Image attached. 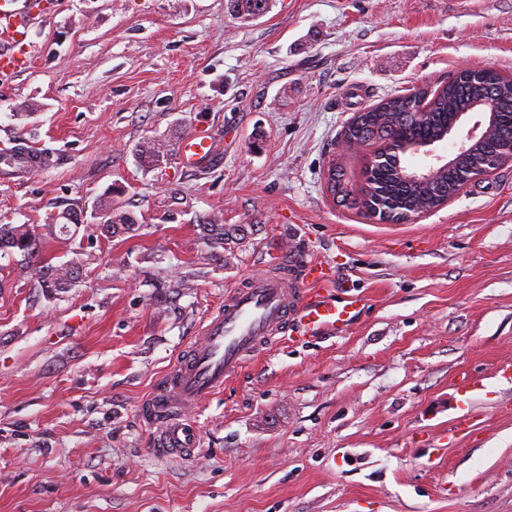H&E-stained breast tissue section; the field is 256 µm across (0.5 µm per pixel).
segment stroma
Returning a JSON list of instances; mask_svg holds the SVG:
<instances>
[{"label":"stroma","mask_w":512,"mask_h":512,"mask_svg":"<svg viewBox=\"0 0 512 512\" xmlns=\"http://www.w3.org/2000/svg\"><path fill=\"white\" fill-rule=\"evenodd\" d=\"M41 48L0 82V145L53 157L0 178V224L55 223L56 293L0 258V512H512V163L401 224L333 200L355 112L464 68L512 72V0H49ZM209 127L219 156L184 167ZM161 144L160 165L138 148ZM137 216L106 238L100 200ZM246 224L225 261L197 221ZM306 249L361 295L350 329L280 340L190 418L185 460L154 455L138 405L275 249ZM479 388L457 409L460 373ZM469 420L456 433V417ZM233 10L244 20H254L264 15L269 0H229ZM217 151L215 136L206 126H196L178 145L181 163L197 170L212 166ZM34 273L46 288H54L57 291L75 288L81 279L80 267L72 261L57 265L42 261L36 264Z\"/></svg>","instance_id":"stroma-1"}]
</instances>
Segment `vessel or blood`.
<instances>
[{
    "label": "vessel or blood",
    "mask_w": 512,
    "mask_h": 512,
    "mask_svg": "<svg viewBox=\"0 0 512 512\" xmlns=\"http://www.w3.org/2000/svg\"><path fill=\"white\" fill-rule=\"evenodd\" d=\"M44 0H0V79L21 70V53L37 57L32 31L47 20ZM178 153L186 167L201 170L217 156L215 136L195 127L180 140ZM47 156L17 147L0 153V173L37 172ZM333 270L307 254L289 251L277 261L276 273L252 274L232 290L222 309L205 319L198 339L139 403V414L154 430L158 455L188 459L201 443V433L189 415L226 382L256 359L278 336L303 343L345 332L362 307L360 296L333 299L328 287Z\"/></svg>",
    "instance_id": "1"
}]
</instances>
